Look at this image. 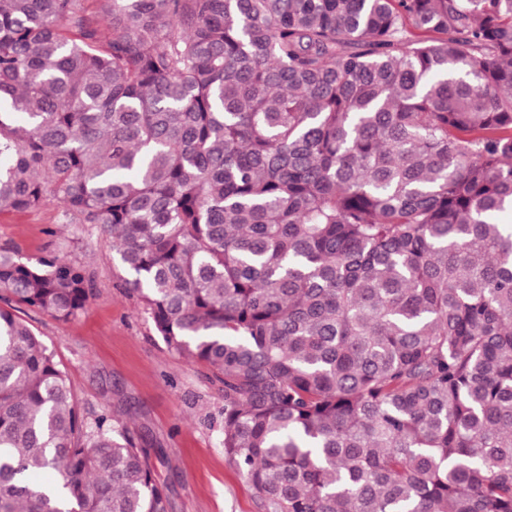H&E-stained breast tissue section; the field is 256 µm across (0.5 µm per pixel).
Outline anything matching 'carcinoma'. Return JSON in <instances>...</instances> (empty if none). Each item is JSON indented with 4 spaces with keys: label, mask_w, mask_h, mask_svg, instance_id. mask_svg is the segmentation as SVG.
Returning <instances> with one entry per match:
<instances>
[{
    "label": "carcinoma",
    "mask_w": 512,
    "mask_h": 512,
    "mask_svg": "<svg viewBox=\"0 0 512 512\" xmlns=\"http://www.w3.org/2000/svg\"><path fill=\"white\" fill-rule=\"evenodd\" d=\"M103 2L0 0V213L110 235L257 512H512V0ZM92 294L0 250V512H170L14 313Z\"/></svg>",
    "instance_id": "carcinoma-1"
}]
</instances>
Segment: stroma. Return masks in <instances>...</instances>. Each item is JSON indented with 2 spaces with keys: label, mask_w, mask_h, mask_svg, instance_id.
<instances>
[{
  "label": "stroma",
  "mask_w": 512,
  "mask_h": 512,
  "mask_svg": "<svg viewBox=\"0 0 512 512\" xmlns=\"http://www.w3.org/2000/svg\"><path fill=\"white\" fill-rule=\"evenodd\" d=\"M25 256L64 254L82 266L95 292L74 319L18 309L66 370L87 419L120 412L151 452L171 512H256L244 480L224 459V396L206 366L168 350L108 238L71 224L54 202L0 214V248Z\"/></svg>",
  "instance_id": "obj_1"
}]
</instances>
